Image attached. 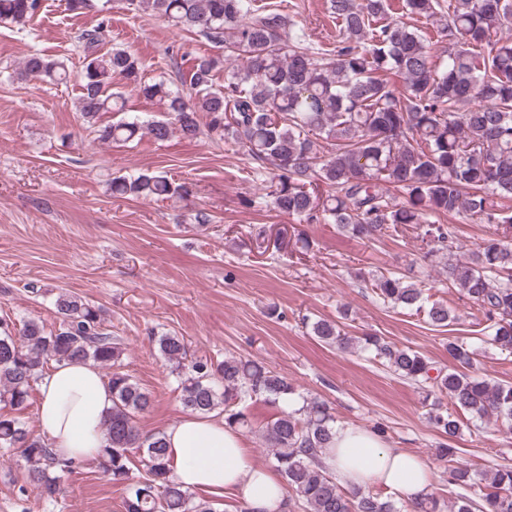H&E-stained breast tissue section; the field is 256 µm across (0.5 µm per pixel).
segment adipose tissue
I'll return each instance as SVG.
<instances>
[{"mask_svg":"<svg viewBox=\"0 0 512 512\" xmlns=\"http://www.w3.org/2000/svg\"><path fill=\"white\" fill-rule=\"evenodd\" d=\"M111 405L105 380L88 363L57 364L38 385L39 423L62 460L96 459L105 443L103 422ZM164 436L175 479L184 488L241 499L251 512H278L286 502L278 474L257 464L240 432L223 420L187 413L167 425ZM320 460L344 487H377L408 503L432 487V472L418 455L350 424L336 425Z\"/></svg>","mask_w":512,"mask_h":512,"instance_id":"obj_1","label":"adipose tissue"}]
</instances>
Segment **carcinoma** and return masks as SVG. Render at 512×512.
I'll use <instances>...</instances> for the list:
<instances>
[{
	"label": "carcinoma",
	"instance_id": "1",
	"mask_svg": "<svg viewBox=\"0 0 512 512\" xmlns=\"http://www.w3.org/2000/svg\"><path fill=\"white\" fill-rule=\"evenodd\" d=\"M224 47V58L193 57L187 88L148 78L127 50L100 52L104 24L80 35L84 60L78 111L85 121L100 112L126 110L125 92L112 80L146 99L166 104L161 119L122 118L97 130L103 143H129L147 133L163 141L177 131L185 139L200 134L199 113L211 134L238 145L258 167H272L266 196L280 213L300 224H334L366 241L392 236L399 226L424 228L428 252L446 257L448 283L482 313L481 333L502 351L512 352V0H329V14L341 39L331 50L313 46L280 5L268 0H130ZM43 0H0V22L26 25ZM404 12L410 21L390 18ZM425 20L449 49L441 62L431 54ZM224 84L216 85L219 69ZM65 61L28 55L20 77L66 80ZM396 74L397 89L384 75ZM112 194L170 198L188 194L164 172L118 176ZM460 216L497 224L502 232L484 239L464 259L454 227L441 223ZM384 304L425 314L430 325L452 322L448 306L428 302L423 289L394 273L371 279ZM59 326L26 320L0 321V401L15 411L29 406L33 384L48 363L91 362L108 370L112 409L104 421L106 444L98 461L104 475L127 484L125 512H213L210 501L182 489L171 477L162 433L144 434L138 420L152 406L151 393L121 371L123 349L104 325L101 310L67 291L54 301ZM316 338L348 348L329 320L312 324ZM160 357L178 378L186 410L215 412L230 427L249 426L247 404L262 400L289 404L297 389L279 372L250 360L198 359L181 336L155 340ZM363 348L401 378L448 396L471 416L512 424V384L477 374L478 349L448 342L455 368L434 370L420 352L401 349L378 336L358 338ZM433 428L448 439L460 422L436 408ZM336 419L316 397L283 410L262 431L275 467L308 512H440L425 495L397 506L371 489L346 490L321 464ZM142 452V479L131 481V449ZM19 455L28 479L52 500L61 474L71 465L53 455L44 437L26 430L16 417L0 415V455ZM437 457L448 463V484L461 487L456 512H512V466L501 464L474 479L466 464L444 444Z\"/></svg>",
	"mask_w": 512,
	"mask_h": 512
}]
</instances>
